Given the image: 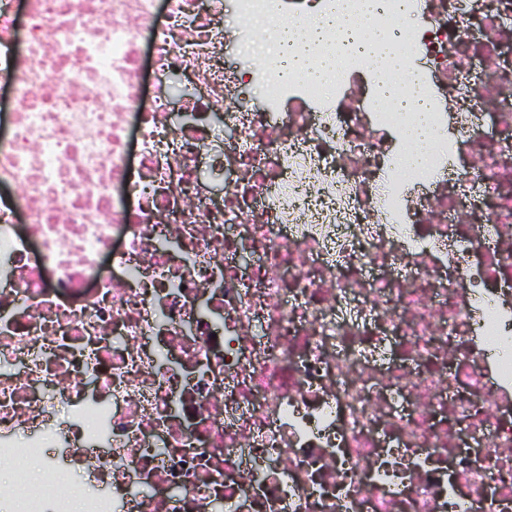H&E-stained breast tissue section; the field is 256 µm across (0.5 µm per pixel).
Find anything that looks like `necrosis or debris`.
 <instances>
[{"label": "necrosis or debris", "mask_w": 512, "mask_h": 512, "mask_svg": "<svg viewBox=\"0 0 512 512\" xmlns=\"http://www.w3.org/2000/svg\"><path fill=\"white\" fill-rule=\"evenodd\" d=\"M234 2L0 0L5 501L512 512V0ZM405 137L411 142L413 155L412 160L415 165L420 166L426 158V151L429 147L434 132L428 126L420 125L406 131Z\"/></svg>", "instance_id": "necrosis-or-debris-1"}]
</instances>
